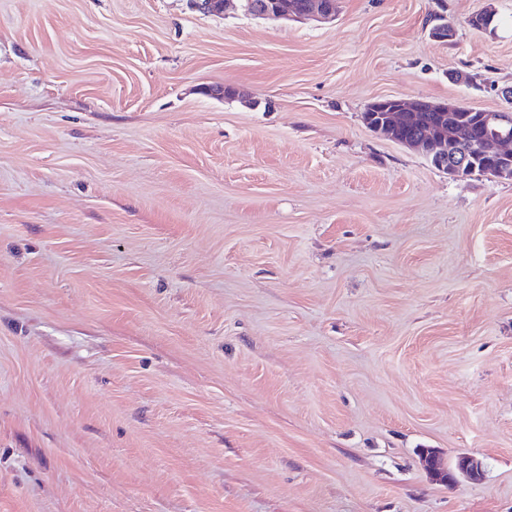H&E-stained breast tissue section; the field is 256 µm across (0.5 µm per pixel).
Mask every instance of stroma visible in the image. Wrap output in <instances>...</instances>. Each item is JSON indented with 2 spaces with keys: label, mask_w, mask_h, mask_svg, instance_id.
<instances>
[{
  "label": "stroma",
  "mask_w": 512,
  "mask_h": 512,
  "mask_svg": "<svg viewBox=\"0 0 512 512\" xmlns=\"http://www.w3.org/2000/svg\"><path fill=\"white\" fill-rule=\"evenodd\" d=\"M509 88L512 0H0V512H512V180L363 121ZM254 15L271 20H332L336 0H263L253 3ZM422 463L431 475L443 482H455L457 473L473 481L482 476L481 460L470 454L460 456L454 466H450L433 452L426 450L422 455Z\"/></svg>",
  "instance_id": "obj_1"
}]
</instances>
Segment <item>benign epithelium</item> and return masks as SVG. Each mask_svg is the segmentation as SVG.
<instances>
[{"instance_id":"7a95c632","label":"benign epithelium","mask_w":512,"mask_h":512,"mask_svg":"<svg viewBox=\"0 0 512 512\" xmlns=\"http://www.w3.org/2000/svg\"><path fill=\"white\" fill-rule=\"evenodd\" d=\"M254 14L271 20H332L336 18V0H259ZM370 129L403 146L419 150L427 159L463 178L475 170L477 152L485 151V174L502 178L512 171V130L508 119L498 112L479 111L457 103L421 101L413 105L386 98L367 107ZM423 112H443L448 124L422 127L416 124ZM424 468L443 482L453 483L460 473L475 481L482 476L480 459L464 454L452 466L437 455H422Z\"/></svg>"}]
</instances>
